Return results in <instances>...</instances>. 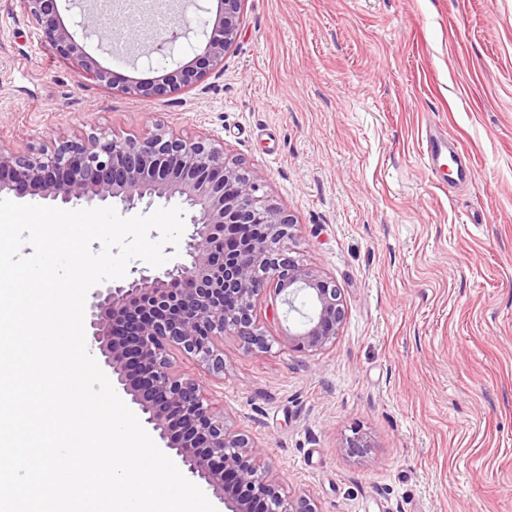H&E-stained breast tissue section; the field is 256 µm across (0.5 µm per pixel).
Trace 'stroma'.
Instances as JSON below:
<instances>
[{
  "label": "stroma",
  "mask_w": 512,
  "mask_h": 512,
  "mask_svg": "<svg viewBox=\"0 0 512 512\" xmlns=\"http://www.w3.org/2000/svg\"><path fill=\"white\" fill-rule=\"evenodd\" d=\"M127 79L193 53L131 47ZM473 165L439 185L426 125ZM161 125L209 135L297 221L291 256L347 310L308 353L275 307L271 347L224 338V375L180 352L284 491L321 512H512V0H245L224 70L156 100L81 77L17 0H0V143L20 152ZM361 435L364 452L346 440Z\"/></svg>",
  "instance_id": "stroma-1"
}]
</instances>
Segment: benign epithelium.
Returning <instances> with one entry per match:
<instances>
[{"mask_svg": "<svg viewBox=\"0 0 512 512\" xmlns=\"http://www.w3.org/2000/svg\"><path fill=\"white\" fill-rule=\"evenodd\" d=\"M57 55L78 72L111 90L151 100L202 82L224 68L235 43L244 0H217L211 28L188 23L156 32L152 46L172 51L192 36L194 57L160 80L133 82L89 55L61 18L58 0H19ZM74 25L85 38L105 43V30L124 27L120 15L81 9ZM64 204L119 199L132 210L154 198L179 196L192 231L183 257L154 274L93 292L92 336L117 384L131 396L166 448L224 501L226 512H320L306 494L285 495L269 478L262 451L229 425L204 386L178 374L173 349L195 359L211 375L224 373V336L249 349H269L258 307L267 292L295 309L307 292L315 308L302 330L288 332V349L316 352L333 344L346 317L336 282L288 255L285 243L297 221L264 191L261 179L225 155L215 140L183 137L155 127L136 137L90 134L51 150L20 154L0 144V192ZM263 224L258 238L227 248V228Z\"/></svg>", "mask_w": 512, "mask_h": 512, "instance_id": "1", "label": "benign epithelium"}]
</instances>
